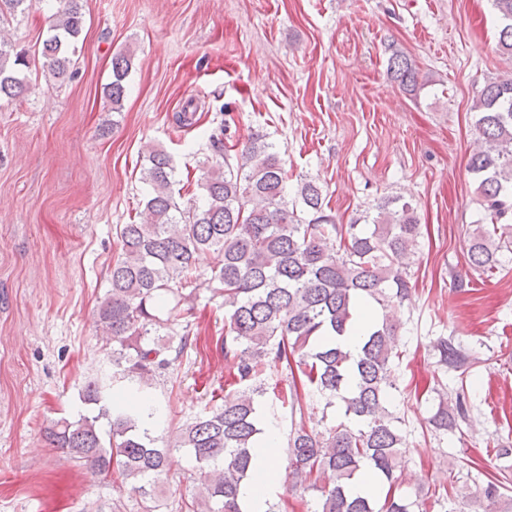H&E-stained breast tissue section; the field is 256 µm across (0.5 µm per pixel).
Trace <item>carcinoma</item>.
Wrapping results in <instances>:
<instances>
[{
  "mask_svg": "<svg viewBox=\"0 0 512 512\" xmlns=\"http://www.w3.org/2000/svg\"><path fill=\"white\" fill-rule=\"evenodd\" d=\"M499 19L497 46L512 56V0H492ZM85 16L82 0H58L42 41V71L64 81L73 70ZM30 62L0 34V100L29 89L20 76ZM131 57L112 58L106 96L120 114ZM388 72L408 93L418 90V66L394 49ZM477 149L468 170L484 205L486 224L472 229L470 266L488 273L512 263V241L496 236L497 225L512 222V77L488 82L474 104ZM211 146L222 161L211 166L197 188L199 200L176 197V169L170 154L143 152L146 186L138 221L119 228L121 253L112 263L111 289L99 307L103 335L112 342V363L145 383L175 365L189 343L197 267L202 252L212 255L210 280L224 298V360L237 394L186 421L174 441L159 446L151 425L161 409L138 392L118 393L101 404L97 382L85 386L83 400L97 415L61 420L46 429L49 444L84 462L95 474L117 472L134 482L141 496L154 497L168 455L186 450L200 484L195 501L208 512H242L239 486L251 474L256 448L257 397L262 376L297 370L301 390H292L291 411L300 421L287 439L288 478L293 486L320 492L314 512H416L417 501L394 490V465L403 436L392 390L397 308L410 296L405 260L417 253L421 224L412 201L384 200L351 224L328 212L322 187L311 177L288 189V171L279 144L256 136L231 155L223 138ZM375 319L361 333L359 353L344 351L336 338L355 331L360 310ZM439 364L455 370L466 360L448 338L434 343ZM338 406L344 420L322 429L307 427L311 402ZM469 394L459 387L439 394L429 422L434 431L456 429L468 417ZM109 424L108 436L97 427ZM367 470L387 486L384 497L353 491Z\"/></svg>",
  "mask_w": 512,
  "mask_h": 512,
  "instance_id": "cac0c4a2",
  "label": "carcinoma"
}]
</instances>
